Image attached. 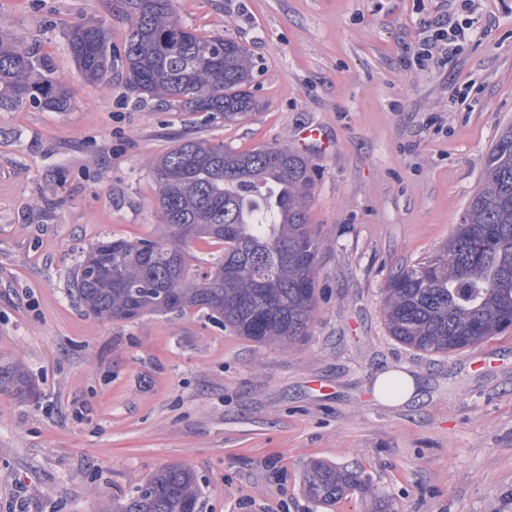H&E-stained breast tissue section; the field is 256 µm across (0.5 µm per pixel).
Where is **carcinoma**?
Segmentation results:
<instances>
[{
    "label": "carcinoma",
    "instance_id": "obj_1",
    "mask_svg": "<svg viewBox=\"0 0 512 512\" xmlns=\"http://www.w3.org/2000/svg\"><path fill=\"white\" fill-rule=\"evenodd\" d=\"M125 7L130 27L118 53L101 20L68 31L69 53L86 81H105L119 62L131 88L181 112L226 123L251 116V62L241 44L197 33L176 15L173 0H125ZM23 101L61 112L70 96L25 47L0 33V105ZM152 175L165 234L90 248L73 282L85 312L112 321L196 309L259 344L308 336L320 251L308 221L310 160L284 145L240 152L188 138L154 162ZM192 240L222 246L206 271L190 268ZM383 306L391 336L426 353L460 352L512 326L511 124L490 147L481 186L448 244L392 274ZM2 383L21 398L33 391L17 365L0 370ZM304 490L327 507L369 488L355 470L315 462ZM200 499L195 474L171 464L102 512H200Z\"/></svg>",
    "mask_w": 512,
    "mask_h": 512
}]
</instances>
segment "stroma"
Masks as SVG:
<instances>
[{"instance_id": "35a3bbf8", "label": "stroma", "mask_w": 512, "mask_h": 512, "mask_svg": "<svg viewBox=\"0 0 512 512\" xmlns=\"http://www.w3.org/2000/svg\"><path fill=\"white\" fill-rule=\"evenodd\" d=\"M198 33L249 51L258 109L240 123L139 100L126 73L85 82L67 49L104 20L122 49L124 0H0V30L63 78V112L0 107V365L36 393L0 388V512H100L172 463L203 512H512V328L452 354L387 329L391 274L436 255L512 123V0H174ZM470 22L454 55H418L442 20ZM317 129L320 138L301 141ZM285 145L318 177V307L302 341L261 345L206 312L102 321L71 295L103 239L162 235L153 162L176 140ZM389 369L417 395L378 401ZM321 461L374 491L320 507ZM2 383L9 384L15 395L21 398L29 397L33 391L31 380L17 365L7 368L6 371L0 370V385ZM392 379H400L402 380L404 387L402 392L395 397H387L382 394L381 386L383 390H385V385L388 381ZM375 390L377 395L384 400L385 402H392L396 404H404L410 401L416 392V386L414 379L407 373L401 370H388L381 373L375 382Z\"/></svg>"}]
</instances>
